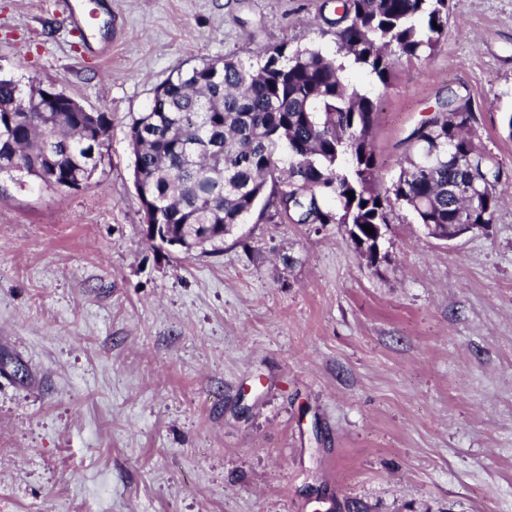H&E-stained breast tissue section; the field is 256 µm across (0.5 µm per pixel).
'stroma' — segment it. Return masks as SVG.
Masks as SVG:
<instances>
[{
	"instance_id": "1",
	"label": "stroma",
	"mask_w": 512,
	"mask_h": 512,
	"mask_svg": "<svg viewBox=\"0 0 512 512\" xmlns=\"http://www.w3.org/2000/svg\"><path fill=\"white\" fill-rule=\"evenodd\" d=\"M336 0H112L107 58L56 0H0V76L63 88L110 138L76 191L0 181V512H512V187L452 241L396 208L369 266L342 224L250 219L218 254L144 237L126 137L177 72L335 51ZM378 94L376 179L470 100L512 174V0Z\"/></svg>"
}]
</instances>
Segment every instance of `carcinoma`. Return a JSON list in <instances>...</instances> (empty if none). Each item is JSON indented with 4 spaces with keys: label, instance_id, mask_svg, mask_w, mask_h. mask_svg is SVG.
<instances>
[{
    "label": "carcinoma",
    "instance_id": "carcinoma-1",
    "mask_svg": "<svg viewBox=\"0 0 512 512\" xmlns=\"http://www.w3.org/2000/svg\"><path fill=\"white\" fill-rule=\"evenodd\" d=\"M451 0H340L336 50L263 49L254 63L205 62L167 79L133 117L127 138L144 193L159 217V239L189 237L202 253L253 213L275 222L347 224L349 236L378 247L368 225H389L395 207L418 224L494 223L498 184L468 190L475 171L503 175L475 142L470 101L448 108L413 132L414 150L388 189L376 186L373 131L379 98L348 83L357 69L386 86L396 61L428 57L448 34ZM43 86L0 79V178L26 174L48 188L96 169L110 136L102 114L43 112ZM28 111L17 112L21 101ZM354 198H349V193Z\"/></svg>",
    "mask_w": 512,
    "mask_h": 512
}]
</instances>
